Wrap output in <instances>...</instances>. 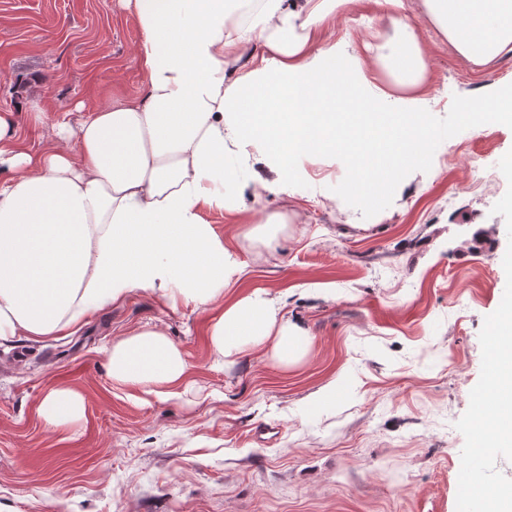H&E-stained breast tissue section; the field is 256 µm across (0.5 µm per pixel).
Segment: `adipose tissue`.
I'll return each mask as SVG.
<instances>
[{
	"mask_svg": "<svg viewBox=\"0 0 512 512\" xmlns=\"http://www.w3.org/2000/svg\"><path fill=\"white\" fill-rule=\"evenodd\" d=\"M363 0H119L141 33L145 74L134 97L47 122L37 147L24 145L11 109L0 107V340L51 337L77 328L134 291L170 307L210 313L216 359L264 349L277 365L299 364L309 332L285 318L257 288L225 302L239 268L202 216L228 210L251 217L227 185L267 159L272 186L286 193L300 159L325 154L351 171L346 195L371 203L409 168L426 166L447 128L424 110L427 63L406 0H373L396 38L356 49L321 32ZM440 33L465 60L512 52V0H424ZM393 78L372 83L371 62ZM472 126L512 123V92L464 100ZM497 372L482 391L510 412L477 448L512 444V309L489 324ZM183 349L145 325L113 341V383L173 397L189 376ZM82 396L54 389L40 414L52 429L79 420Z\"/></svg>",
	"mask_w": 512,
	"mask_h": 512,
	"instance_id": "adipose-tissue-1",
	"label": "adipose tissue"
}]
</instances>
